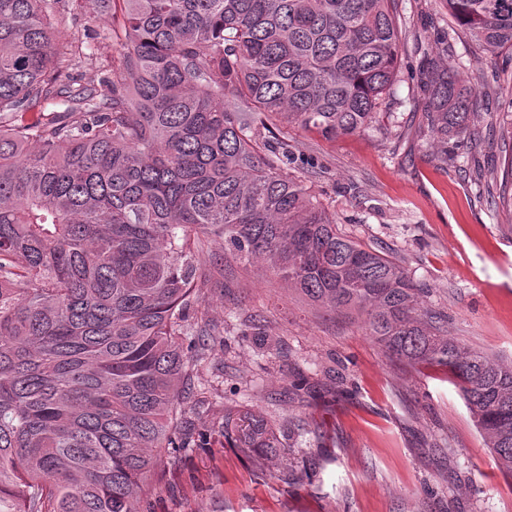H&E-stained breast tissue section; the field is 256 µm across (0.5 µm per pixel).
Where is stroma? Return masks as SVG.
Listing matches in <instances>:
<instances>
[{
  "label": "stroma",
  "instance_id": "1",
  "mask_svg": "<svg viewBox=\"0 0 512 512\" xmlns=\"http://www.w3.org/2000/svg\"><path fill=\"white\" fill-rule=\"evenodd\" d=\"M394 7L402 42L389 129L333 141L290 131V172L320 196L341 232L405 266L449 337L512 360V210L498 199L500 152L485 141L512 104V61L456 49L465 74L485 77L491 91L475 122L483 143L440 169L428 160L416 84L448 12L443 0ZM107 21L106 9L83 0L57 7L56 36L73 46L62 82L98 85L114 53ZM202 259L209 269L190 313L195 328L216 336L197 363L201 408L183 421L207 438L164 452L146 481L149 512H512V477L441 371L388 355L358 315L318 307L262 263L225 254L223 240H209ZM250 316L265 338L242 339ZM228 402L274 417L290 436L284 466L312 480L287 482L260 469L252 450L225 447Z\"/></svg>",
  "mask_w": 512,
  "mask_h": 512
}]
</instances>
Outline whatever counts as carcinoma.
I'll return each mask as SVG.
<instances>
[{"label": "carcinoma", "mask_w": 512, "mask_h": 512, "mask_svg": "<svg viewBox=\"0 0 512 512\" xmlns=\"http://www.w3.org/2000/svg\"><path fill=\"white\" fill-rule=\"evenodd\" d=\"M99 86L58 82L48 0H0V512H143L179 429L203 332V239L260 261L409 364L447 369L512 476V361L448 337L391 256L340 234L288 174V129H371L399 73L393 0H109ZM447 49L512 54V0H444ZM441 166L477 147L482 97L432 59L418 83ZM46 103L49 114L28 111ZM503 203L512 207V110ZM224 438L285 453L276 421L224 407Z\"/></svg>", "instance_id": "1"}]
</instances>
